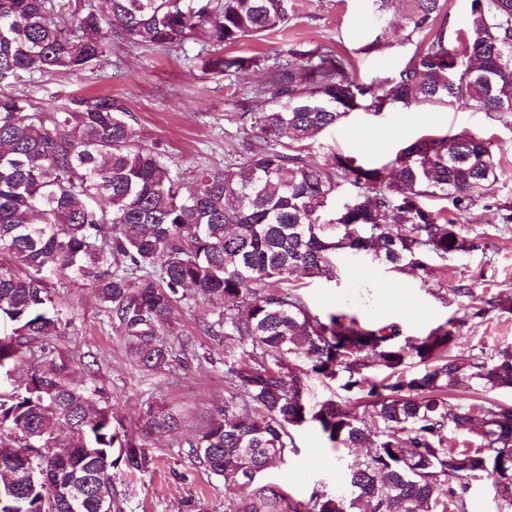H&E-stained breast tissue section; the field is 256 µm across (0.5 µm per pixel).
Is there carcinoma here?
Segmentation results:
<instances>
[{"label":"carcinoma","instance_id":"obj_1","mask_svg":"<svg viewBox=\"0 0 512 512\" xmlns=\"http://www.w3.org/2000/svg\"><path fill=\"white\" fill-rule=\"evenodd\" d=\"M0 0V512H124L114 471L145 470L148 445L112 421L97 360L76 367L51 338L64 336L51 287H90L112 311L140 367L158 370L188 343L171 342L176 303L216 298L207 322L219 344L241 349L226 371L224 409L187 441L188 457L227 484L251 489L224 512H466L453 478L492 479L512 505V404L479 407L484 425L465 448L473 408H448L460 387L512 390V351L451 355L464 325L422 337L397 324L322 316L290 287L293 276L333 278L340 251H370L393 270H427L466 249L457 218L497 178L489 139L462 130L422 136L380 167L336 153L307 160L310 141L361 108L481 106L512 113V0H471L465 51L448 47L447 0H401L415 49L370 84L349 77L330 45L288 51L266 68L274 104L248 106L242 163L201 167L191 181L157 147L135 142L125 102L73 96L42 108L5 89L36 74H73L114 44L171 51L204 28L213 45L282 29L288 0ZM208 71H246L259 59L209 53ZM346 180L360 189L336 206ZM365 395L373 428L328 399L306 403L302 370ZM415 362L421 369L410 372ZM379 367L380 379L368 374ZM318 424L339 448L370 452L347 468V492L292 500L267 480L294 447L291 430ZM178 418L151 414L161 432ZM28 451L30 482L12 452Z\"/></svg>","mask_w":512,"mask_h":512}]
</instances>
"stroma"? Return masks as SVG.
Wrapping results in <instances>:
<instances>
[{"label":"stroma","instance_id":"1","mask_svg":"<svg viewBox=\"0 0 512 512\" xmlns=\"http://www.w3.org/2000/svg\"><path fill=\"white\" fill-rule=\"evenodd\" d=\"M286 29L225 47L228 55L285 59L289 50L332 45L354 63L353 77L369 82L391 74L412 53L400 0L381 8L380 0H290ZM211 43L198 30L184 47L151 51L126 44L113 46L106 61L74 73L47 79L33 77L13 86L14 94L33 103L49 96L112 95L131 111L136 140L160 145L168 161L184 173L204 166L240 163L251 134L245 107L269 99L264 70L212 74L203 66ZM468 130L492 138L499 172L471 214L459 217L466 250L441 259L428 258L429 269L395 271L364 254L337 258L333 280L297 276L294 285L303 301L325 315L343 312L366 326L389 323L405 335L423 336L449 320L464 323L453 350L459 357L479 348L485 357L512 350V312L496 302L512 300V224L502 223L501 208L512 205V116L496 118L466 107L398 108L376 113L358 110L311 145L310 161H330L333 153L355 156L360 163H386L411 140L426 134ZM396 290L399 303L382 300L380 284ZM59 307L69 324L54 343L74 363L99 359L100 384L115 421L135 435L143 433L148 409L181 415L179 428L148 440L151 464L146 471L117 473L115 484L126 495L124 512H224V501L242 498L243 490L224 485L190 460L185 442L203 427L211 413L223 408L228 383L226 363L239 357L211 341L204 324L221 307L219 300H187L172 315L174 331L191 338L182 361L158 372L138 367L126 348L111 312L88 288L58 289ZM296 449L268 477L292 499L307 501L313 492L344 491L341 476L356 449L333 447L311 423L293 432Z\"/></svg>","mask_w":512,"mask_h":512}]
</instances>
